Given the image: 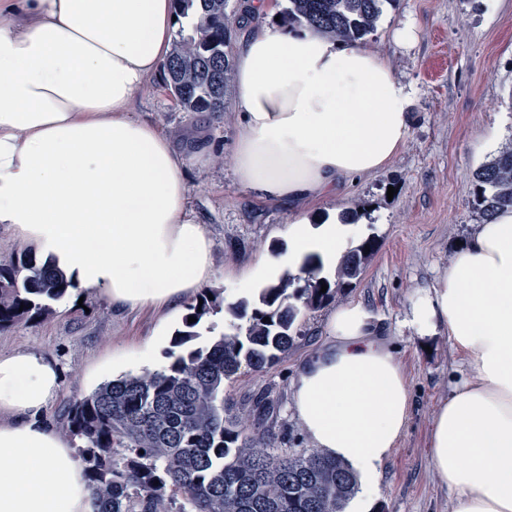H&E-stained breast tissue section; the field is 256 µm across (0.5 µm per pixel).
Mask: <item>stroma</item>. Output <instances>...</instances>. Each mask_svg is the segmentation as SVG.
<instances>
[{"mask_svg":"<svg viewBox=\"0 0 512 512\" xmlns=\"http://www.w3.org/2000/svg\"><path fill=\"white\" fill-rule=\"evenodd\" d=\"M409 29L411 37L394 33ZM365 47L385 57L410 96L414 121L399 155L385 168L340 193L337 212L360 210L346 241L355 247L375 238L376 250L360 279L335 303L369 308L404 366L413 407L407 430L383 469L375 512H452L433 471L428 438L438 403L459 377V358L447 334L420 339L403 321L411 300L433 285L448 266L457 242L475 232L472 174L496 148L512 142V0H384ZM138 115L160 122L178 147L201 134L210 159L186 170L188 203L214 241L212 289L233 303L253 299L243 270L287 243L288 208L260 203L232 173L236 99L227 97L222 120L186 112L169 90L143 91ZM46 318L0 330V351L34 348L54 360L62 374L58 396L45 412L58 424L76 400L112 379V360L131 357L151 341L158 313L116 312L99 295L82 304L62 299ZM327 309L300 320L305 333L275 365L241 368L224 394L237 408L251 409L265 396L276 410L265 430L276 448L308 445L290 407V383L298 360L314 351L324 334Z\"/></svg>","mask_w":512,"mask_h":512,"instance_id":"stroma-1","label":"stroma"}]
</instances>
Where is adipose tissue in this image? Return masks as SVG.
Masks as SVG:
<instances>
[{
    "label": "adipose tissue",
    "instance_id": "ef3b65f1",
    "mask_svg": "<svg viewBox=\"0 0 512 512\" xmlns=\"http://www.w3.org/2000/svg\"><path fill=\"white\" fill-rule=\"evenodd\" d=\"M232 51L237 182L288 206V253L252 279L313 257L335 265L350 233L306 210L383 169L404 147L409 97L387 60L280 20L246 0ZM172 0H0V224L61 270L68 298L178 318L214 275L212 239L188 210L192 159L134 117L160 81L177 28ZM418 336L446 333L467 367L429 434L453 512H512V209L479 225L411 303ZM61 385L35 349L0 352V512H91L70 438L42 423ZM311 447L349 465L364 495L405 434L412 393L369 309H333L291 383Z\"/></svg>",
    "mask_w": 512,
    "mask_h": 512
}]
</instances>
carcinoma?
I'll use <instances>...</instances> for the list:
<instances>
[{
  "instance_id": "1",
  "label": "carcinoma",
  "mask_w": 512,
  "mask_h": 512,
  "mask_svg": "<svg viewBox=\"0 0 512 512\" xmlns=\"http://www.w3.org/2000/svg\"><path fill=\"white\" fill-rule=\"evenodd\" d=\"M177 13L194 12L193 33H178L164 64V82L187 112H224L232 73L229 0H174ZM288 20L320 30L345 44L374 31L382 0H288ZM481 222L512 206V144L472 174ZM375 242L366 240L341 259L336 278L318 276L310 258L302 267L305 287L285 272L258 297L227 305V330L204 346L188 343L217 308L188 306L163 370L106 382L74 402L62 432L79 439L93 512H344L357 480L342 463L317 449L271 447L260 427L250 428L224 399V382L241 367L261 371L277 363L302 337L300 314L324 307L363 273ZM326 284V292L321 285ZM69 283L23 249L0 266V330L52 313L50 302Z\"/></svg>"
}]
</instances>
